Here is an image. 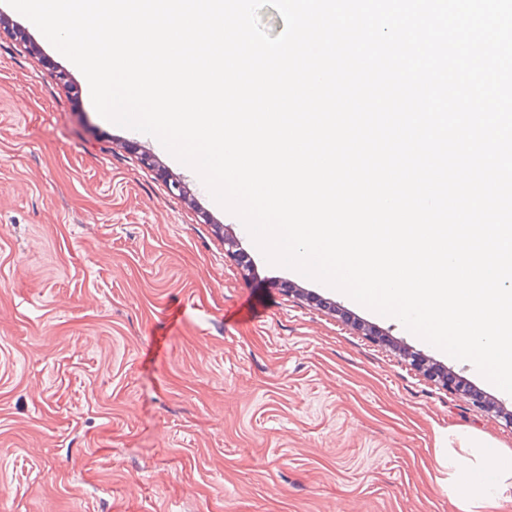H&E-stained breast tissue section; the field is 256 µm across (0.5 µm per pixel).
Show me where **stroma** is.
I'll return each instance as SVG.
<instances>
[{"mask_svg": "<svg viewBox=\"0 0 512 512\" xmlns=\"http://www.w3.org/2000/svg\"><path fill=\"white\" fill-rule=\"evenodd\" d=\"M452 427L512 450V395L269 265L0 0V512H459Z\"/></svg>", "mask_w": 512, "mask_h": 512, "instance_id": "stroma-1", "label": "stroma"}]
</instances>
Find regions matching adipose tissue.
<instances>
[{
    "mask_svg": "<svg viewBox=\"0 0 512 512\" xmlns=\"http://www.w3.org/2000/svg\"><path fill=\"white\" fill-rule=\"evenodd\" d=\"M448 443V495L460 512H486L496 502L512 501V465L499 463L500 448L484 435L460 430L449 432Z\"/></svg>",
    "mask_w": 512,
    "mask_h": 512,
    "instance_id": "obj_1",
    "label": "adipose tissue"
}]
</instances>
